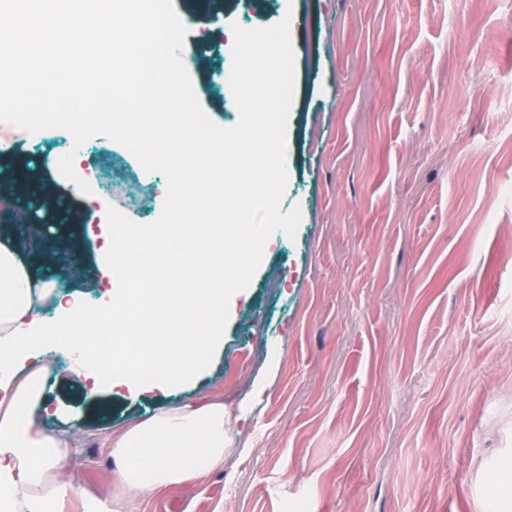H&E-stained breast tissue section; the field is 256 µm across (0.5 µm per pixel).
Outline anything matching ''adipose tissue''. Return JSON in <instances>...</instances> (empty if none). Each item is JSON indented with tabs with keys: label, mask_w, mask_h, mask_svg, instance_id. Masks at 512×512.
<instances>
[{
	"label": "adipose tissue",
	"mask_w": 512,
	"mask_h": 512,
	"mask_svg": "<svg viewBox=\"0 0 512 512\" xmlns=\"http://www.w3.org/2000/svg\"><path fill=\"white\" fill-rule=\"evenodd\" d=\"M65 286L63 278L37 276L13 243L0 242V337L29 328L52 310L71 308ZM55 372L45 355L32 356L0 389V512H57L70 495L82 499L85 512H139L146 496L223 470L239 416L209 395L111 432L114 489L107 501L98 500L70 466L82 425L60 421L50 409L47 384Z\"/></svg>",
	"instance_id": "ef3b65f1"
}]
</instances>
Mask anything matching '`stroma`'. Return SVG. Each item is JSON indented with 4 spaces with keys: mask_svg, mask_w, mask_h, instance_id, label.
Here are the masks:
<instances>
[{
    "mask_svg": "<svg viewBox=\"0 0 512 512\" xmlns=\"http://www.w3.org/2000/svg\"><path fill=\"white\" fill-rule=\"evenodd\" d=\"M205 14L183 48L216 70L244 29L288 21L294 95L282 212L229 312L210 365L163 391L84 399L51 381L52 406L85 424L83 483L112 487L103 430L216 389L244 408L222 472L148 497L141 512H512L491 479L512 471V0H194ZM69 131L16 135L41 184L16 217L44 222L65 200L77 223L108 208L157 221L168 179L104 136L67 176L52 150ZM139 188L73 195L105 158ZM78 292L117 280L100 242L82 241Z\"/></svg>",
    "mask_w": 512,
    "mask_h": 512,
    "instance_id": "obj_1",
    "label": "stroma"
}]
</instances>
